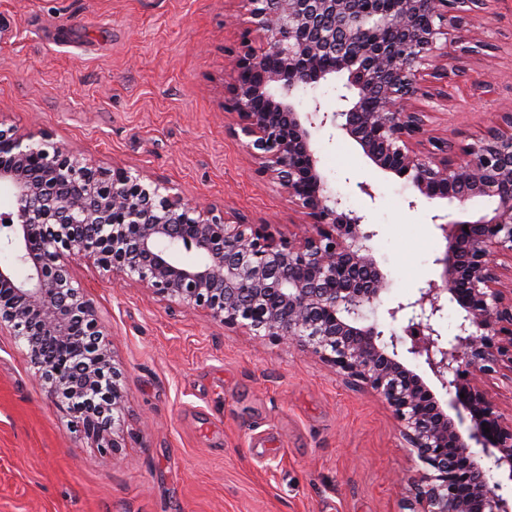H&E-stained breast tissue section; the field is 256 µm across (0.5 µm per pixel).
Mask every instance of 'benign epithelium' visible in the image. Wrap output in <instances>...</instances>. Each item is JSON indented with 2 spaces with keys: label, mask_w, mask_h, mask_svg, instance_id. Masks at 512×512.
I'll return each mask as SVG.
<instances>
[{
  "label": "benign epithelium",
  "mask_w": 512,
  "mask_h": 512,
  "mask_svg": "<svg viewBox=\"0 0 512 512\" xmlns=\"http://www.w3.org/2000/svg\"><path fill=\"white\" fill-rule=\"evenodd\" d=\"M263 47L244 50L224 111L249 138L257 173L286 191L314 228L288 239L243 216L217 215L125 168L93 169L0 129V330L12 331L49 391L84 434L121 427V372L92 301L71 274L89 260L171 303L205 311L259 340L292 344L379 395L427 466L411 480L408 512H512V419L484 387L512 388V111L475 143L430 133L410 100L448 78V35L488 0H240ZM347 76L334 111L295 97ZM330 127L377 169L405 179L418 201L493 206L468 220L432 217L445 242L438 279L368 313L390 286L364 212L348 208L317 167L314 133ZM197 255L193 263L181 251ZM26 270L20 278L16 267ZM461 311L442 333L448 304ZM437 382L446 399L430 385ZM490 432H484V428Z\"/></svg>",
  "instance_id": "1"
}]
</instances>
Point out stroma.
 Returning <instances> with one entry per match:
<instances>
[{"instance_id": "stroma-1", "label": "stroma", "mask_w": 512, "mask_h": 512, "mask_svg": "<svg viewBox=\"0 0 512 512\" xmlns=\"http://www.w3.org/2000/svg\"><path fill=\"white\" fill-rule=\"evenodd\" d=\"M247 25L239 0H0V125L88 166L141 171L185 200L288 237L304 217L229 132L224 87ZM483 41L479 53L462 47ZM448 97L422 101L432 133L460 144L512 109V0L454 33ZM493 82L494 94L483 91ZM329 188L365 211L391 305L435 279L431 217L488 202H408L406 180L350 140L315 135ZM373 184L367 201L358 182ZM123 373L120 448L101 458L0 332V512H403L426 469L390 408L314 355L72 265ZM383 310L379 325H386Z\"/></svg>"}]
</instances>
